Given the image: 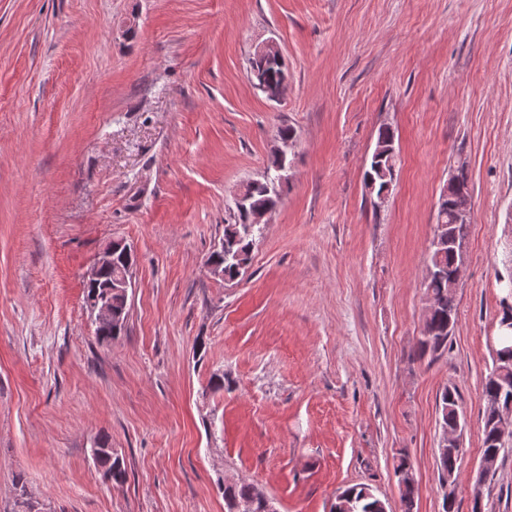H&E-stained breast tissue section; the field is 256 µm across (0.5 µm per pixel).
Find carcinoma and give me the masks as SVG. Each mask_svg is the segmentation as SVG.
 Segmentation results:
<instances>
[{
    "mask_svg": "<svg viewBox=\"0 0 512 512\" xmlns=\"http://www.w3.org/2000/svg\"><path fill=\"white\" fill-rule=\"evenodd\" d=\"M250 68L256 69L265 77L266 85L272 90H277L281 76L287 71L284 61L273 59H250ZM376 148L387 153L395 149V135L388 126H382L378 130ZM247 203L242 208L233 210L230 215V223L224 225V248L218 252H211L208 260H215L224 264V275L227 280L234 281L239 277V261H251L254 246L262 236L263 228L249 223V216L253 212L274 211L279 203V197L255 180L248 181L246 186ZM469 193L468 175L465 168L457 171V181L448 187V197L438 200L436 225L443 226L444 232L449 234L457 230L451 220V205L453 197ZM430 262L434 263L440 271V275L433 279L426 291L432 292L437 301V309L432 317L424 322L422 336L419 341V355L429 356L434 361L448 350V339L454 333L457 326V312L455 303L456 289L448 287V270L454 263V255L448 249V245L434 247L430 253ZM128 263H135V258L117 254L114 257L112 270L102 275L99 284L84 288V304L91 300L110 293L109 285L118 269ZM501 264L504 273L498 274L502 290L512 288V251L501 252ZM512 395V359L498 355L493 359V367L485 378L483 395L485 401H491L497 397L507 398ZM463 422L459 410V394L456 388L446 387L439 395L438 426L454 427ZM496 430V416L494 411L487 407L483 415L482 426V452L491 449L498 452H506L512 448V439L497 441L494 438ZM96 445L102 450L97 464L104 472L110 474L111 481L122 483L127 478V472L123 464L109 455L111 448L109 437L100 435L96 439ZM461 454L448 451L446 446H438L437 465L439 478H444L447 471L459 466ZM224 495V504L232 501H248L254 499L255 484L248 479L240 478L229 485H220ZM402 512H414L418 489L412 483L400 485ZM381 497L368 485L356 484L340 491L336 501L331 507V512H379L378 502Z\"/></svg>",
    "mask_w": 512,
    "mask_h": 512,
    "instance_id": "obj_1",
    "label": "carcinoma"
}]
</instances>
